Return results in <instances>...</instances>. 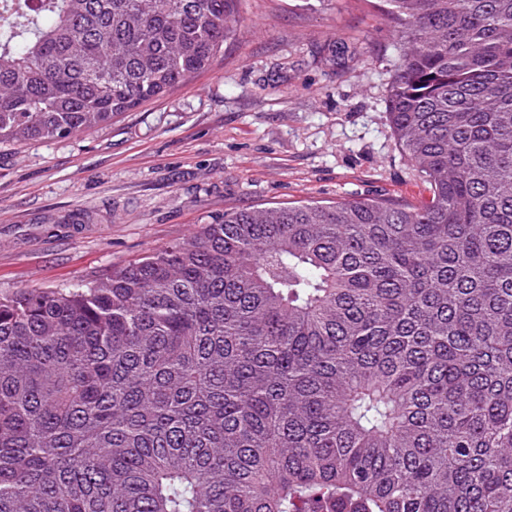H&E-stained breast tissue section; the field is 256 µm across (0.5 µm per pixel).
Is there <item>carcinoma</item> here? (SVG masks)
<instances>
[{"label":"carcinoma","mask_w":512,"mask_h":512,"mask_svg":"<svg viewBox=\"0 0 512 512\" xmlns=\"http://www.w3.org/2000/svg\"><path fill=\"white\" fill-rule=\"evenodd\" d=\"M429 186L226 212L0 298V512H512V0H383ZM237 0H0V146L206 70Z\"/></svg>","instance_id":"cac0c4a2"}]
</instances>
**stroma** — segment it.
<instances>
[{
    "mask_svg": "<svg viewBox=\"0 0 512 512\" xmlns=\"http://www.w3.org/2000/svg\"><path fill=\"white\" fill-rule=\"evenodd\" d=\"M186 84L68 139L0 150V298L72 288L224 212L426 193L385 98L396 25L375 0H238Z\"/></svg>",
    "mask_w": 512,
    "mask_h": 512,
    "instance_id": "stroma-1",
    "label": "stroma"
}]
</instances>
